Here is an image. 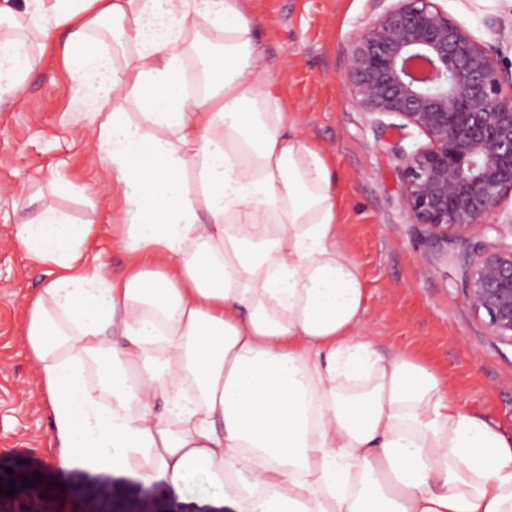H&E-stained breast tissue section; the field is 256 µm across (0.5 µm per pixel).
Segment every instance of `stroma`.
<instances>
[{
  "instance_id": "obj_1",
  "label": "stroma",
  "mask_w": 512,
  "mask_h": 512,
  "mask_svg": "<svg viewBox=\"0 0 512 512\" xmlns=\"http://www.w3.org/2000/svg\"><path fill=\"white\" fill-rule=\"evenodd\" d=\"M442 6L512 71V0ZM247 8L285 112L340 179L343 239L367 289L365 335L382 351L417 356L447 381L461 410L512 436V347L486 335L459 288L457 245L410 223L384 146L396 131L377 129L349 103L344 47L372 16V0H248ZM101 121L51 42L38 71L0 103V512H230L197 486L177 494L161 480L97 476L55 460L49 403L21 335L49 268L25 255L16 226L52 202L73 223L94 226L89 255L105 257L113 276L126 272L131 255L112 222L96 147ZM64 486L76 494L62 495Z\"/></svg>"
}]
</instances>
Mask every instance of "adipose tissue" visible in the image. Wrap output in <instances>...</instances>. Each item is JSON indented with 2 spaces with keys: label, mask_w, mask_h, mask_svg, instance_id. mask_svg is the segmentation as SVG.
Segmentation results:
<instances>
[{
  "label": "adipose tissue",
  "mask_w": 512,
  "mask_h": 512,
  "mask_svg": "<svg viewBox=\"0 0 512 512\" xmlns=\"http://www.w3.org/2000/svg\"><path fill=\"white\" fill-rule=\"evenodd\" d=\"M245 2L0 0V98L41 63L25 28L63 30L107 114L112 221L135 256L112 280L87 258L92 225L47 202L17 228L55 268L22 336L60 466L197 484L233 512H512V437L413 355L363 338L336 173L284 111ZM106 18L129 52L120 67L84 50ZM192 18L224 48L197 97ZM123 94L139 120L107 112Z\"/></svg>",
  "instance_id": "1"
}]
</instances>
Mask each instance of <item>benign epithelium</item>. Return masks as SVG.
Wrapping results in <instances>:
<instances>
[{
  "label": "benign epithelium",
  "mask_w": 512,
  "mask_h": 512,
  "mask_svg": "<svg viewBox=\"0 0 512 512\" xmlns=\"http://www.w3.org/2000/svg\"><path fill=\"white\" fill-rule=\"evenodd\" d=\"M381 12L346 46L351 104L401 120L427 143L396 141L404 209L429 236L462 247V280L486 335L512 346V75L438 0H373Z\"/></svg>",
  "instance_id": "benign-epithelium-1"
}]
</instances>
